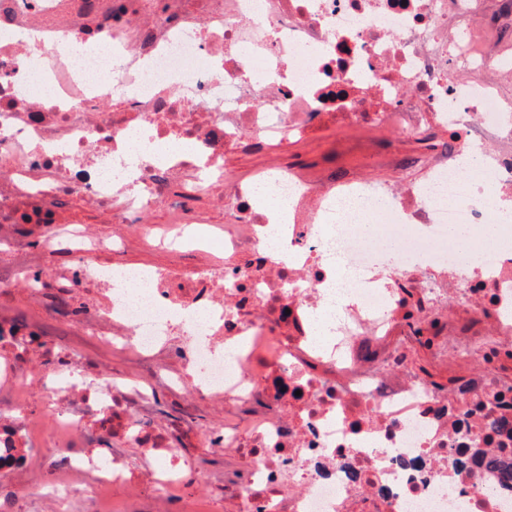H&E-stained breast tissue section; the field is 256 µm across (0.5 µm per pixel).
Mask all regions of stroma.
<instances>
[{
  "label": "stroma",
  "instance_id": "obj_1",
  "mask_svg": "<svg viewBox=\"0 0 512 512\" xmlns=\"http://www.w3.org/2000/svg\"><path fill=\"white\" fill-rule=\"evenodd\" d=\"M357 133L340 123L329 120L309 132L302 140L283 141L271 139L265 153L245 154L232 150L225 158L230 176H248L260 168L276 162L310 166L329 161L363 171L376 184H393L403 181L404 173L385 165L373 150H348L345 142L356 139ZM94 229L101 235L124 233L123 248L113 253V260L143 267L191 266L205 263L203 255L184 249L171 253L162 248H153L133 231L119 224L98 222ZM42 234L33 235L28 243L13 244L8 228H0V270L18 268L21 258H28L42 277L54 279L67 265L61 254L47 250ZM16 314L25 318L30 326L41 332L46 339L64 345L78 354L86 376L111 377L114 381L137 384L155 390L152 401L154 414L161 419L177 416L179 406L175 398L164 388L153 387L142 362L133 355L117 348L103 345L88 331L74 326L60 328L46 320L43 302L35 298L26 286L15 288L10 294L0 296V316ZM123 458L126 466L135 473L134 481L115 484L105 491L101 502L89 499L78 504L80 512H95L96 507L108 508L109 512H153L154 504L149 484L141 477V455L137 448L124 446ZM49 481L47 465L40 453H33L27 470L1 474L0 499L12 497L10 512H43V494ZM169 512H234L231 495L218 493L213 485L190 481L175 488L170 496Z\"/></svg>",
  "mask_w": 512,
  "mask_h": 512
}]
</instances>
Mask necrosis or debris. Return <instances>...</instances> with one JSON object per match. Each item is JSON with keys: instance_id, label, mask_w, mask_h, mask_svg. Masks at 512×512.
I'll return each mask as SVG.
<instances>
[{"instance_id": "necrosis-or-debris-1", "label": "necrosis or debris", "mask_w": 512, "mask_h": 512, "mask_svg": "<svg viewBox=\"0 0 512 512\" xmlns=\"http://www.w3.org/2000/svg\"><path fill=\"white\" fill-rule=\"evenodd\" d=\"M484 0H0V225L16 238L44 228L46 248L69 267L55 287L33 267L0 278V294L30 285L44 302L79 299L73 323L144 359L168 351L173 389L223 399L247 428L227 423L195 438L192 419L145 414L147 395L112 380L76 379L70 352L36 367L19 348L29 328L0 318V430L33 448L19 397L45 394L54 425L45 445L51 483L72 499L101 498L126 473L116 444L142 450L158 501L197 478L199 448H246L247 473L223 488L238 512H512V487L485 456L512 449V379L479 364L512 352V224L502 245L449 241L475 232L512 200V62L492 61ZM90 50L72 55L73 41ZM474 73L448 76L450 66ZM129 94L113 101L112 90ZM335 113L395 134L384 163L419 178L390 196L357 170L313 173L276 165L228 179L227 147L259 153L269 139L301 135ZM455 135L438 148L431 125ZM145 128L161 161L140 162L112 183L123 144ZM265 188L257 198V188ZM288 200L291 259L269 255L264 227ZM84 202L155 246L206 250L221 267L140 268L129 295L122 265L97 262L120 239L67 221ZM223 208L224 221L212 213ZM151 209L156 224L143 221ZM370 222L362 230L360 221ZM213 237L191 238L198 224ZM338 308L328 335L311 314ZM461 367L446 388L409 361L411 323ZM64 395L65 406L54 398ZM111 448L106 460L70 456L78 443ZM480 446L478 456L461 457Z\"/></svg>"}]
</instances>
